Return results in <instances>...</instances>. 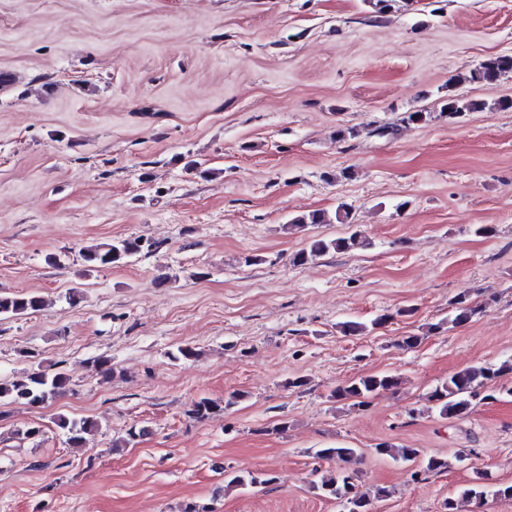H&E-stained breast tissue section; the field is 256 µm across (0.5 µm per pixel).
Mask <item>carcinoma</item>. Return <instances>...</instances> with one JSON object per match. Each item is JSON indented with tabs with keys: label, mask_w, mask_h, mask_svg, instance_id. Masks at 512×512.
<instances>
[{
	"label": "carcinoma",
	"mask_w": 512,
	"mask_h": 512,
	"mask_svg": "<svg viewBox=\"0 0 512 512\" xmlns=\"http://www.w3.org/2000/svg\"><path fill=\"white\" fill-rule=\"evenodd\" d=\"M506 73L512 74V55L493 56L480 63L479 67L471 72L469 80L491 86ZM486 105L487 102L482 99H465L450 93L441 111L448 118L454 119L464 112L477 111ZM325 223H327L326 215L321 210H310L289 221L290 226L303 231L310 226ZM368 246L369 242L366 236L357 229L346 236L334 239L311 238L304 248L293 254L292 264L304 265L331 251L346 252ZM156 248H158L157 244L149 243L141 238H124L87 247L82 250L81 257L90 267H114L128 263L130 259L145 250L150 252ZM468 300V293H460L455 302L452 324L462 325L471 319L476 308L469 305ZM45 305L44 298L38 295L0 293V317L37 312L42 310ZM504 373L512 374V361H505L497 367L474 366L459 371L451 375L447 382L436 387L428 396V400L434 403L442 417L466 415L471 411L475 402L494 398V395L483 392V389L487 382ZM398 384L399 377L393 374H368L359 376L348 385L337 389L336 397L342 400L352 399L360 405L371 397L395 389ZM68 385L69 377L62 371L49 374L42 370H33L18 379L0 383V402L6 401L10 404L28 407L39 406L50 399L61 396ZM56 425L64 431L68 444L76 448L83 447L86 435L98 429L97 422L89 417L75 419L60 415L56 420ZM376 451L394 461L415 465L417 470L414 475L416 476L445 472L448 469L447 460L435 456L421 459L415 448L380 443L376 447ZM356 454L357 449L344 446L321 448L316 452V456L320 459L342 462L350 460ZM357 480V472L338 470L322 476L315 488L323 496L338 501L346 512H369L374 501L391 494L386 487H377L372 492H362L358 490ZM459 497L479 504L484 503L490 497L512 500V484L489 485L484 482L483 476L478 475L459 491Z\"/></svg>",
	"instance_id": "carcinoma-1"
}]
</instances>
